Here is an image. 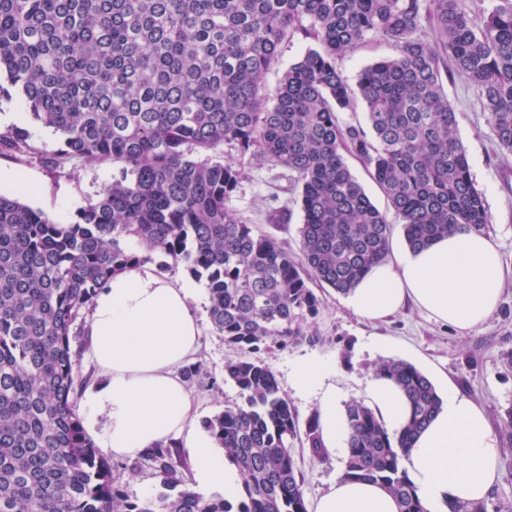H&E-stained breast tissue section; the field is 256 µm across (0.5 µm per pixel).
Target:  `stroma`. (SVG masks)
Here are the masks:
<instances>
[{"mask_svg": "<svg viewBox=\"0 0 512 512\" xmlns=\"http://www.w3.org/2000/svg\"><path fill=\"white\" fill-rule=\"evenodd\" d=\"M448 102L457 114L459 135L466 146L470 170L477 187L484 193L488 210L487 232L498 244L502 263L512 268V152L501 154L494 143L482 110L476 86L463 75H455L445 84ZM17 113V126L29 131L34 145L45 153L62 144L53 129L33 121L20 97L0 100L1 115ZM245 177L228 205L252 224L256 234L272 235L290 250H298L300 216L287 224H269L265 212L271 206L294 205L295 195L288 170L272 161L240 160ZM18 167L33 183L31 191L0 185V195H21L32 207L41 209L60 223L69 222L75 210L111 184L115 164L104 162L74 172L52 173L36 162L14 164L0 157V167ZM193 308L202 328L198 361L208 376L189 384L199 419H206L235 402L238 390L224 380V362L231 351L222 336L212 332L208 319V294L204 282H196ZM323 309L316 322L320 343L302 344L284 349L261 351L260 359L276 376L280 390L307 421L318 412L315 397L298 394L290 384L295 360L315 357L334 366L336 392L343 402L361 400L373 377L376 363L388 359L405 360L434 383L436 388L450 387L483 406L491 425L512 409V369L504 367L501 356L512 351V284L507 285L497 308L483 325L467 334L437 323L425 313L408 308L386 321L372 324L356 316L345 297L333 289L322 294ZM292 454L305 477L303 487L307 506H315L319 497L340 476L346 456L339 448L326 458L314 457L301 443H294Z\"/></svg>", "mask_w": 512, "mask_h": 512, "instance_id": "obj_1", "label": "stroma"}]
</instances>
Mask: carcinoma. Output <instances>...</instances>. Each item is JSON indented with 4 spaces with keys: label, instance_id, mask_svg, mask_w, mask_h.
<instances>
[{
    "label": "carcinoma",
    "instance_id": "1",
    "mask_svg": "<svg viewBox=\"0 0 512 512\" xmlns=\"http://www.w3.org/2000/svg\"><path fill=\"white\" fill-rule=\"evenodd\" d=\"M297 34L314 45L270 95L266 76ZM369 35L397 53L362 67L353 87L337 61ZM453 71L477 85L497 145L512 152V0L489 11L466 0H0V100L20 95L63 137L46 154L11 128L0 157L55 172L118 165L67 224L0 195V512H307L298 414L255 354L320 341L309 283L347 294L390 250L392 225L344 154L384 192L410 249L461 225L485 229L444 89ZM357 96L366 126L340 125ZM237 155L292 173L299 255L226 206L243 178ZM265 219L286 224L291 211ZM141 263L206 281L211 329L232 350L224 382L240 401L203 425L242 474L233 502L184 488L170 443L140 456L164 492L131 502L82 429L76 322L109 277ZM374 374L403 392L408 413L392 431L347 403L342 476L380 485L399 512H427L403 459L442 399L406 361ZM500 439L512 452V409ZM305 441L326 457L314 417Z\"/></svg>",
    "mask_w": 512,
    "mask_h": 512
}]
</instances>
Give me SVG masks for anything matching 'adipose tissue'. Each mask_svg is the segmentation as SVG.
<instances>
[{"instance_id":"1","label":"adipose tissue","mask_w":512,"mask_h":512,"mask_svg":"<svg viewBox=\"0 0 512 512\" xmlns=\"http://www.w3.org/2000/svg\"><path fill=\"white\" fill-rule=\"evenodd\" d=\"M510 282L512 269L500 262L494 240L464 227L419 251L392 244L351 290L347 305L376 321L410 304L467 333L496 309ZM193 299L189 284L146 264L114 275L98 289L88 324L98 379L80 398L83 426L115 458H136L157 442L179 439L192 461V491L220 489L233 497L241 477L196 428L194 400L178 375L199 352ZM332 375V365L317 359L297 362L292 370L295 388L319 400L320 432L330 450L342 447L347 434ZM366 395L386 425L399 428L406 410L399 389L376 377ZM500 454L485 409L450 391L409 448L404 466L427 512H451L485 500L500 483ZM315 512H398V505L378 485L339 479L318 499Z\"/></svg>"}]
</instances>
